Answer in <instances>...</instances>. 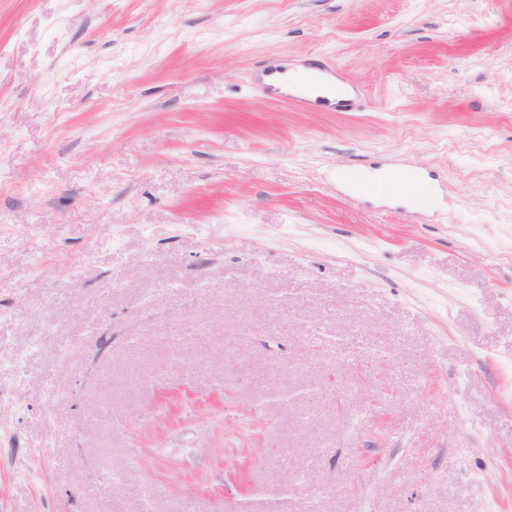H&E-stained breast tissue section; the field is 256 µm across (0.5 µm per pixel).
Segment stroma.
I'll use <instances>...</instances> for the list:
<instances>
[{
  "instance_id": "1",
  "label": "stroma",
  "mask_w": 512,
  "mask_h": 512,
  "mask_svg": "<svg viewBox=\"0 0 512 512\" xmlns=\"http://www.w3.org/2000/svg\"><path fill=\"white\" fill-rule=\"evenodd\" d=\"M145 498L512 512V0H0V512ZM347 181L355 185L364 194H385L396 191L402 185H406L413 195L418 199L422 200L428 193V188L425 187L418 180H408L400 176H390L383 182H368L361 170L350 169L344 174Z\"/></svg>"
}]
</instances>
